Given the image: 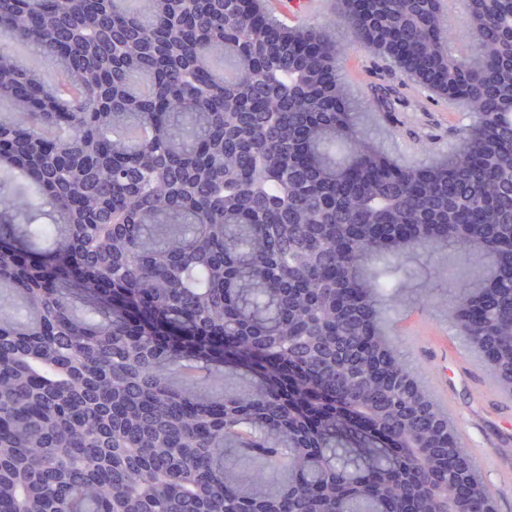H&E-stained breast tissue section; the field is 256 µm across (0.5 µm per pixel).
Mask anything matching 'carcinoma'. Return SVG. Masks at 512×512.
<instances>
[{
	"instance_id": "cac0c4a2",
	"label": "carcinoma",
	"mask_w": 512,
	"mask_h": 512,
	"mask_svg": "<svg viewBox=\"0 0 512 512\" xmlns=\"http://www.w3.org/2000/svg\"><path fill=\"white\" fill-rule=\"evenodd\" d=\"M0 0V512H462L494 498L378 329L444 244L456 334L512 396V0ZM388 39L471 124L391 164L332 62ZM49 55L54 79L17 59ZM68 81L80 97L60 100ZM87 306L82 316L71 299ZM454 256L448 255L447 253H437L432 256H425L423 261L426 265V272L433 273L435 269L441 267H450L455 269V273L460 275L459 281L463 280L468 274V267L463 264H458V259ZM449 261V262H448Z\"/></svg>"
}]
</instances>
